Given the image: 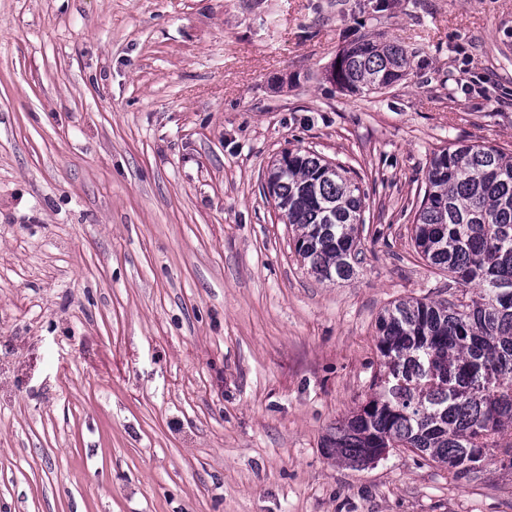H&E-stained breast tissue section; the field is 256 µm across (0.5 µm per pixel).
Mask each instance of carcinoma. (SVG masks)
Instances as JSON below:
<instances>
[{"instance_id": "1", "label": "carcinoma", "mask_w": 512, "mask_h": 512, "mask_svg": "<svg viewBox=\"0 0 512 512\" xmlns=\"http://www.w3.org/2000/svg\"><path fill=\"white\" fill-rule=\"evenodd\" d=\"M413 58L396 41L357 39L336 56L332 83L382 93L409 75ZM266 189L295 227L294 251L308 272L349 280L363 254L367 200L351 170L288 150ZM414 210L417 253L472 295L402 299L384 310L377 390L336 426L328 447L355 467L375 462L382 448H412L467 482L489 460L512 473V159L485 143L433 152ZM428 366L438 372L431 384ZM488 369L502 379L490 393L478 385Z\"/></svg>"}]
</instances>
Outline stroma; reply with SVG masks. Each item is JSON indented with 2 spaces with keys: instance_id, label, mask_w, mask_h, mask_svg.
<instances>
[{
  "instance_id": "1",
  "label": "stroma",
  "mask_w": 512,
  "mask_h": 512,
  "mask_svg": "<svg viewBox=\"0 0 512 512\" xmlns=\"http://www.w3.org/2000/svg\"><path fill=\"white\" fill-rule=\"evenodd\" d=\"M0 0V512H512V474L328 452L394 301L429 160L512 155V0ZM416 56L328 80L351 40ZM355 171L363 260L321 282L262 185ZM413 58L415 52L396 41L357 39L336 56L331 81L342 91L383 93L410 74Z\"/></svg>"
}]
</instances>
